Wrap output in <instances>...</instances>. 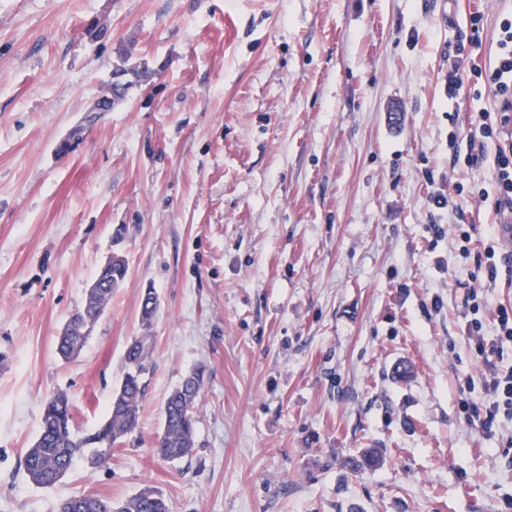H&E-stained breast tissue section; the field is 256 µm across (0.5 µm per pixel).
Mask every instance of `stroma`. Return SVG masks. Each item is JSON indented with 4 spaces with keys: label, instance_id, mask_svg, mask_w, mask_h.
I'll return each mask as SVG.
<instances>
[{
    "label": "stroma",
    "instance_id": "1",
    "mask_svg": "<svg viewBox=\"0 0 512 512\" xmlns=\"http://www.w3.org/2000/svg\"><path fill=\"white\" fill-rule=\"evenodd\" d=\"M474 12L484 65L512 0H0V512L146 487L170 512H506L512 419L487 437L462 413L486 397L465 296L504 218L430 203L493 184V155L464 162L494 106L454 68ZM132 66L142 81L92 113ZM113 254L128 275L64 359ZM140 336L139 429L106 466L33 484L44 399L93 430ZM198 369L195 447L165 460L166 399Z\"/></svg>",
    "mask_w": 512,
    "mask_h": 512
}]
</instances>
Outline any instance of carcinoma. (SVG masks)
I'll use <instances>...</instances> for the list:
<instances>
[{"instance_id":"1","label":"carcinoma","mask_w":512,"mask_h":512,"mask_svg":"<svg viewBox=\"0 0 512 512\" xmlns=\"http://www.w3.org/2000/svg\"><path fill=\"white\" fill-rule=\"evenodd\" d=\"M128 268L125 260H112L111 267L98 271L108 283L105 288L89 290L85 306L87 314L98 320L112 292L124 281ZM158 308L155 295H144L141 319L150 324ZM92 328L82 321L72 322L70 332L60 336L57 350L70 358L85 347ZM149 337L134 340L124 354L123 375L119 388L112 396L108 418L86 434H78L74 411L67 395L56 393L45 399L42 425L33 445L26 449L24 466L31 482L52 487L72 468L75 456L85 457L90 468L96 469L109 462L112 451L122 440L135 432L139 424L140 405L145 392L143 376L147 371ZM204 386V374L194 371L170 394L164 408V428L157 442L158 454L168 460H181L195 447L197 401ZM59 512H169L162 494L144 488L135 495L114 501L107 497L76 494L64 500Z\"/></svg>"}]
</instances>
